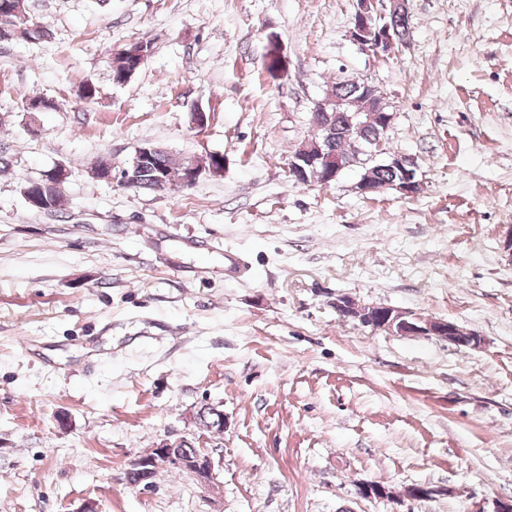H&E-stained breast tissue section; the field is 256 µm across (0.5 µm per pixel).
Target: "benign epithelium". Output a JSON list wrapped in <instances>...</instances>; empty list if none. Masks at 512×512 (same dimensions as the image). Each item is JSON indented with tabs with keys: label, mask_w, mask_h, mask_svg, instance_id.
<instances>
[{
	"label": "benign epithelium",
	"mask_w": 512,
	"mask_h": 512,
	"mask_svg": "<svg viewBox=\"0 0 512 512\" xmlns=\"http://www.w3.org/2000/svg\"><path fill=\"white\" fill-rule=\"evenodd\" d=\"M389 5L378 8L379 0H357V9L353 18V27L349 30V38L359 49L367 54L381 57L388 53L395 44H407L408 38L393 27L388 19L408 18L409 0H388ZM368 160L377 167H399L402 180L399 183H379L374 180L372 171L368 168L360 173L355 189L362 195L396 190L403 195H413L420 188V181L410 179L411 170L416 168L412 159L406 155L392 150L388 145L386 135L382 134L370 140L362 148ZM350 162L341 155L328 151L318 141L306 140L299 145L288 163L289 175L298 183L310 184L316 182L327 186L336 179V175L348 167ZM319 166L323 170V179H312L307 169ZM224 172V158L220 157L217 164L198 168L184 169L179 176L172 180L167 176L159 177L158 191L166 193L176 188H188L196 184L199 177L204 174L218 176ZM55 181L50 183L52 194L48 197H37L25 193L28 203L42 209L50 210L54 207V193L62 188L66 175L65 166L60 165L54 169ZM348 295L336 296L333 305L336 311L346 318L360 321L375 329L399 336L437 337L449 340L457 347L478 348L483 339L480 336H455L454 324L446 320H428L418 314L400 308L381 305L377 307L376 317L371 313L357 309L347 303ZM169 467L188 472L201 485H208L214 479V462L210 453L195 446V441L186 437L177 439L164 438L152 447L145 449L140 455L129 463L125 475H134L138 481L129 483L133 489L148 488L153 484V478L161 468Z\"/></svg>",
	"instance_id": "obj_1"
}]
</instances>
